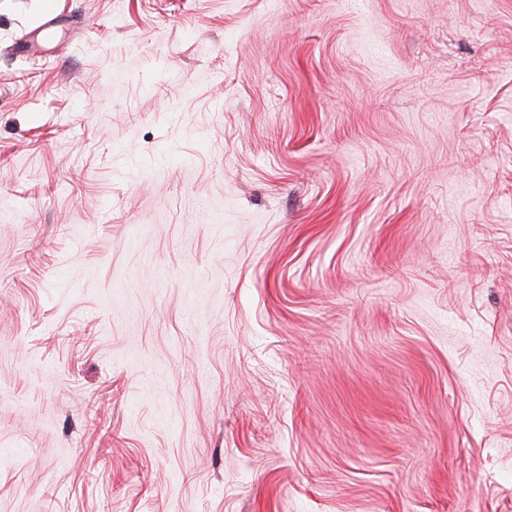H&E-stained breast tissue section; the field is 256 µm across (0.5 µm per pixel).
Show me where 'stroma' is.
Listing matches in <instances>:
<instances>
[{
  "instance_id": "obj_1",
  "label": "stroma",
  "mask_w": 512,
  "mask_h": 512,
  "mask_svg": "<svg viewBox=\"0 0 512 512\" xmlns=\"http://www.w3.org/2000/svg\"><path fill=\"white\" fill-rule=\"evenodd\" d=\"M0 512H512V0H0Z\"/></svg>"
}]
</instances>
